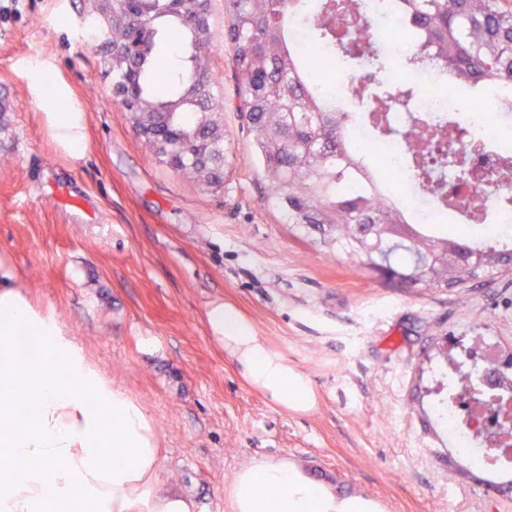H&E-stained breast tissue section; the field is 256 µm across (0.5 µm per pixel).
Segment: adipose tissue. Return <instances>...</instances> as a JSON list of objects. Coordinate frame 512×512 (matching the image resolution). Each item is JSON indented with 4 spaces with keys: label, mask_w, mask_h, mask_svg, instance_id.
Here are the masks:
<instances>
[{
    "label": "adipose tissue",
    "mask_w": 512,
    "mask_h": 512,
    "mask_svg": "<svg viewBox=\"0 0 512 512\" xmlns=\"http://www.w3.org/2000/svg\"><path fill=\"white\" fill-rule=\"evenodd\" d=\"M206 320L241 377L269 401L306 412L309 379L258 336L230 303ZM38 355L22 350L27 338ZM0 512H195L163 486L160 448L142 406L103 373L53 318L39 313L0 266ZM271 494L261 498L259 487ZM234 512H378L337 501L287 458L259 457L229 490Z\"/></svg>",
    "instance_id": "adipose-tissue-1"
}]
</instances>
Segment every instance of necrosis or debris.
Instances as JSON below:
<instances>
[{"label": "necrosis or debris", "instance_id": "4bbe7bcc", "mask_svg": "<svg viewBox=\"0 0 512 512\" xmlns=\"http://www.w3.org/2000/svg\"><path fill=\"white\" fill-rule=\"evenodd\" d=\"M390 0H360L364 14L373 22L359 27L358 42H375L382 47L383 64L378 72H363L340 76L335 67L323 65L314 83L326 105L343 103L350 95L376 78H387L394 85L421 82L422 90L415 98L411 111L390 107L388 118L395 126H412L414 120L429 116L464 113L470 130L465 161L475 176H493L496 189L484 197L480 215H473L465 206L467 192L461 186L424 181L418 168L405 154L397 138L383 137L368 125L364 114L351 112L347 121L348 140L356 154L376 152L379 155L369 171L374 183L388 198L404 204L412 223L432 230L437 224L439 199L454 202L460 209L464 224H493L499 249L512 250V234L504 232L512 222V206H502V195L512 193V155H499L494 141L501 129L512 121V98L496 91L483 92L478 103H463L453 92L447 74L424 67L408 72L402 62L416 51L406 39L400 24L386 18ZM448 405L440 409L439 419L448 433L449 446L463 449L484 472L512 467L506 456L512 452V439L500 438L498 430L508 413L505 401L512 397V367L499 361L498 342L492 336H466L453 341L448 348Z\"/></svg>", "mask_w": 512, "mask_h": 512}]
</instances>
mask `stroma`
Returning <instances> with one entry per match:
<instances>
[{
  "mask_svg": "<svg viewBox=\"0 0 512 512\" xmlns=\"http://www.w3.org/2000/svg\"><path fill=\"white\" fill-rule=\"evenodd\" d=\"M89 0H0V264L32 305L139 400L160 440V479L197 512H233L228 488L256 457H288L339 498L379 512H512L476 482L433 411L439 348L497 337L512 355V277L392 288L354 274L283 220L234 106L224 0H211L207 65L226 101L224 180L174 172L112 101V71L82 23ZM53 80L32 92L31 67ZM84 117L75 160L47 121ZM230 302L316 405L283 409L250 388L205 314Z\"/></svg>",
  "mask_w": 512,
  "mask_h": 512,
  "instance_id": "obj_1",
  "label": "stroma"
}]
</instances>
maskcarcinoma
Here are the masks:
<instances>
[{
	"mask_svg": "<svg viewBox=\"0 0 512 512\" xmlns=\"http://www.w3.org/2000/svg\"><path fill=\"white\" fill-rule=\"evenodd\" d=\"M292 0H224L226 36L236 80L237 109L251 136L252 148L266 178L270 203L290 224L317 233L324 251L345 258L357 274L375 273L397 288H454L462 298L472 282H493L512 271V253L487 245L474 248L445 230L418 233L404 213L378 188H352L355 171L363 170L345 136L346 113L323 108L308 70L322 44L336 41L338 16L357 15L356 0H318L310 17L315 39L302 53L288 41ZM424 58L445 69L457 87L503 88L512 85V0H393ZM154 24L167 27L168 38L186 48L178 67L159 70L152 31L141 59L139 94L156 111L149 122L180 164V173L209 185L224 179V167H202L184 141L211 144L224 156V140L201 123L183 103L203 62L205 40L194 36L192 20L175 17L154 5ZM350 72L379 65L381 50L368 42L341 49ZM418 93L411 84L394 93L374 87L358 107L372 114L386 137L401 136L407 155L432 179L452 156L464 152L462 138H448L447 127L426 124L410 136L399 134L383 113L393 100L406 104Z\"/></svg>",
	"mask_w": 512,
	"mask_h": 512,
	"instance_id": "obj_1",
	"label": "carcinoma"
}]
</instances>
